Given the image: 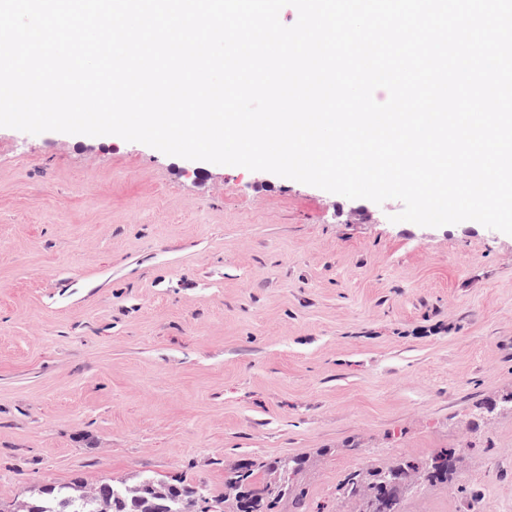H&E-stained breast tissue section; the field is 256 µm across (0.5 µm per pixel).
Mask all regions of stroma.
Segmentation results:
<instances>
[{
  "instance_id": "obj_1",
  "label": "stroma",
  "mask_w": 512,
  "mask_h": 512,
  "mask_svg": "<svg viewBox=\"0 0 512 512\" xmlns=\"http://www.w3.org/2000/svg\"><path fill=\"white\" fill-rule=\"evenodd\" d=\"M113 135L0 127V512L82 477L299 456L306 512L356 468L455 449L402 512H512V235Z\"/></svg>"
}]
</instances>
